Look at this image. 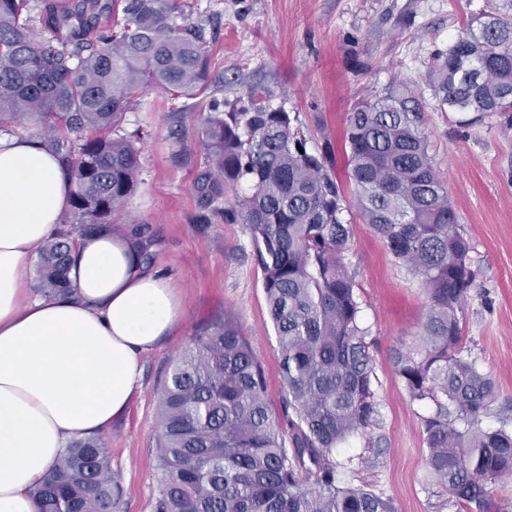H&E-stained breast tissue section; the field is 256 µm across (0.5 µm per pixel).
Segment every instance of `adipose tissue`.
I'll list each match as a JSON object with an SVG mask.
<instances>
[{"mask_svg": "<svg viewBox=\"0 0 512 512\" xmlns=\"http://www.w3.org/2000/svg\"><path fill=\"white\" fill-rule=\"evenodd\" d=\"M71 188L50 145L0 137V512H38L33 488L66 443L125 412L144 357L185 319L139 239L107 227L79 238L66 291L29 297L25 277Z\"/></svg>", "mask_w": 512, "mask_h": 512, "instance_id": "1", "label": "adipose tissue"}]
</instances>
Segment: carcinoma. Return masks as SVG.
Returning <instances> with one entry per match:
<instances>
[{
	"instance_id": "1",
	"label": "carcinoma",
	"mask_w": 512,
	"mask_h": 512,
	"mask_svg": "<svg viewBox=\"0 0 512 512\" xmlns=\"http://www.w3.org/2000/svg\"><path fill=\"white\" fill-rule=\"evenodd\" d=\"M468 21L431 72L440 106L470 125L512 112V0ZM30 0H0V131L42 124L73 184L62 227L39 248L37 289L68 287L79 237L110 223L133 194L139 148L112 133L140 91L188 99L208 86L209 55L181 0H75L44 9L53 33L28 18ZM183 23H177V19ZM345 169L363 223L425 288L419 340L391 353L421 417L429 475L465 512H488V485L512 478V431L477 428L494 384L460 355L459 313L473 276L411 85L358 103L346 119ZM205 202L224 196V223L245 224L263 273L281 354V420L263 367L230 321L198 330L160 388L161 480L152 512H395L389 500L340 478L336 448L376 421L375 371L360 304L344 263L352 233L345 187L323 154L306 150L288 113L251 91L236 112L210 109L203 129ZM39 512H112L120 489L104 441L70 443L33 490Z\"/></svg>"
}]
</instances>
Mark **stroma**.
Returning <instances> with one entry per match:
<instances>
[{"label": "stroma", "mask_w": 512, "mask_h": 512, "mask_svg": "<svg viewBox=\"0 0 512 512\" xmlns=\"http://www.w3.org/2000/svg\"><path fill=\"white\" fill-rule=\"evenodd\" d=\"M203 25L210 55L207 89L194 99L145 87L123 115L121 132L141 131L134 194L112 217L154 238L152 264L177 288L185 320L143 360L127 410L102 435L122 491L119 512H151L160 471L155 458L159 391L168 366L196 330L222 319L250 339L264 368L268 400L282 411L280 350L262 272L246 225L198 216L197 182L206 169L201 130L211 101L241 107L251 89L288 112L309 150L341 158L347 112L396 83L413 86L433 164L448 187L458 227L470 243L473 286L460 318L463 356L495 382L481 429H512V112L461 125L441 109L429 73L467 21L496 0H183ZM345 262L375 360L378 416L338 448L341 477L389 499L396 512H462L429 480L420 419L432 402L409 401L391 350L415 340L429 305L420 279L350 213Z\"/></svg>", "instance_id": "stroma-1"}]
</instances>
